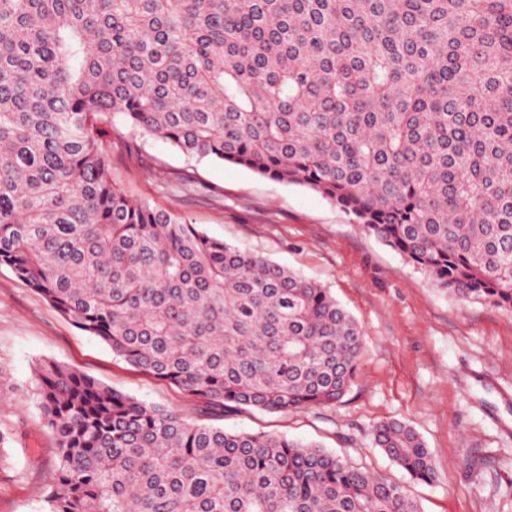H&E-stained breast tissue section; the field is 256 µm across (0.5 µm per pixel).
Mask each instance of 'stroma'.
I'll return each mask as SVG.
<instances>
[{
    "instance_id": "stroma-1",
    "label": "stroma",
    "mask_w": 512,
    "mask_h": 512,
    "mask_svg": "<svg viewBox=\"0 0 512 512\" xmlns=\"http://www.w3.org/2000/svg\"><path fill=\"white\" fill-rule=\"evenodd\" d=\"M104 145L113 182L131 197L329 288L361 327L359 370L333 407L212 416L115 357L1 267L0 370L10 391L0 400V431L10 437L11 467L0 472V512H42L56 469L52 435L30 390L46 361L188 421L320 443L399 485L422 512H512V311L439 288L308 187L190 161L158 139L143 141L138 162L118 140ZM185 170L195 190L178 188L174 176ZM386 421L406 423L422 437L436 481L412 479L375 446L373 430Z\"/></svg>"
}]
</instances>
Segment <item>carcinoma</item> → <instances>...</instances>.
<instances>
[{"label":"carcinoma","instance_id":"obj_1","mask_svg":"<svg viewBox=\"0 0 512 512\" xmlns=\"http://www.w3.org/2000/svg\"><path fill=\"white\" fill-rule=\"evenodd\" d=\"M306 186L512 310V0H0V267L213 413L334 405L362 334L320 283L112 182L103 138ZM44 512H420L316 443L199 425L56 362ZM374 444L436 466L403 422Z\"/></svg>","mask_w":512,"mask_h":512}]
</instances>
